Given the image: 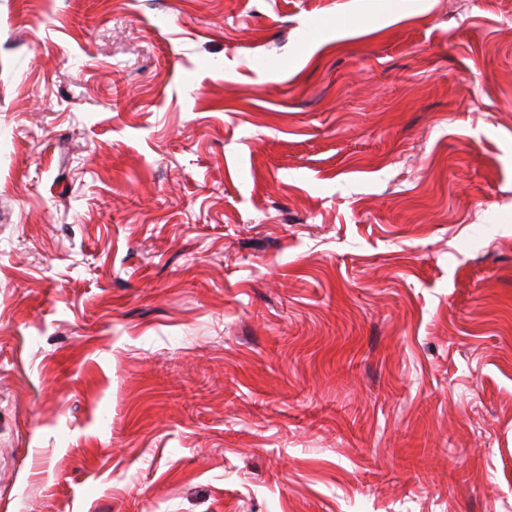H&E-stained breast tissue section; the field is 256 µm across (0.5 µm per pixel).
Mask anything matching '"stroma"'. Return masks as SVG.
Returning <instances> with one entry per match:
<instances>
[{"label": "stroma", "mask_w": 512, "mask_h": 512, "mask_svg": "<svg viewBox=\"0 0 512 512\" xmlns=\"http://www.w3.org/2000/svg\"><path fill=\"white\" fill-rule=\"evenodd\" d=\"M0 512H512V0H0Z\"/></svg>", "instance_id": "35a3bbf8"}]
</instances>
